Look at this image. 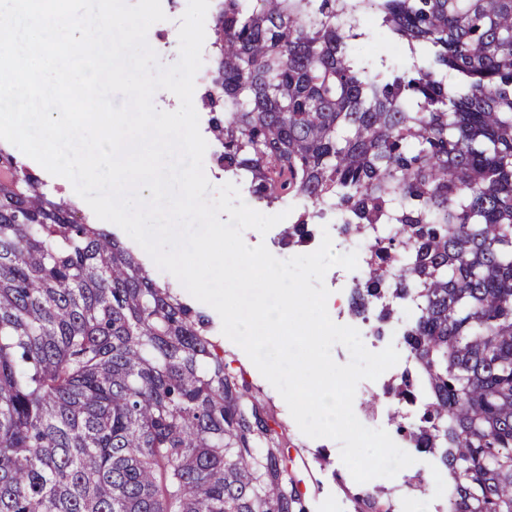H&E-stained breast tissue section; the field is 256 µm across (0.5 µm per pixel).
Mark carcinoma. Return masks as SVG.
I'll use <instances>...</instances> for the list:
<instances>
[{
    "label": "carcinoma",
    "instance_id": "1",
    "mask_svg": "<svg viewBox=\"0 0 512 512\" xmlns=\"http://www.w3.org/2000/svg\"><path fill=\"white\" fill-rule=\"evenodd\" d=\"M379 31L412 63L360 47ZM224 173L365 241L352 311L412 308L388 387L448 512H512V0H216ZM0 512H306L294 444L224 344L0 147ZM353 512H394L380 489Z\"/></svg>",
    "mask_w": 512,
    "mask_h": 512
}]
</instances>
